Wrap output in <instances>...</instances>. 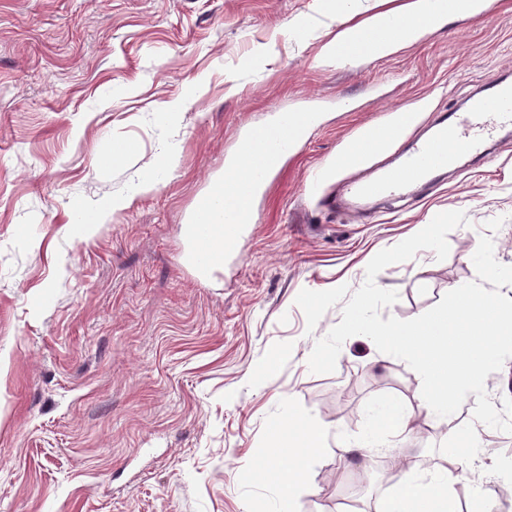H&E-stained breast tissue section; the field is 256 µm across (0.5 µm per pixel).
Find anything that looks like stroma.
Returning <instances> with one entry per match:
<instances>
[{
	"label": "stroma",
	"mask_w": 512,
	"mask_h": 512,
	"mask_svg": "<svg viewBox=\"0 0 512 512\" xmlns=\"http://www.w3.org/2000/svg\"><path fill=\"white\" fill-rule=\"evenodd\" d=\"M334 29L321 0H0V512H276L252 475L301 409L328 431L296 496L298 512H375L393 478L373 422L396 404L429 431L408 458L441 459L419 375L358 335L336 369L310 371L316 342L342 319L372 257L441 212L464 211L449 254L376 277L413 319L477 281L481 236L512 265V130L424 186L359 208L336 198L399 162L481 86L512 80V0L457 18L397 54L356 67L319 61ZM306 106L308 138L255 202L239 259L200 282L184 270L186 224L224 172V156L277 108ZM402 110L401 137L358 165L339 153ZM130 140L136 154L97 157ZM175 168H155L163 152ZM122 201L106 224L83 211ZM277 357L272 377L260 365ZM485 468L450 480L454 512L499 500L512 434L479 425ZM373 448L339 466L338 438Z\"/></svg>",
	"instance_id": "stroma-1"
}]
</instances>
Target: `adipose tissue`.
Returning <instances> with one entry per match:
<instances>
[{
	"mask_svg": "<svg viewBox=\"0 0 512 512\" xmlns=\"http://www.w3.org/2000/svg\"><path fill=\"white\" fill-rule=\"evenodd\" d=\"M336 3V31L322 47L319 57L339 67L393 55L403 46L423 40L452 16L448 0H407L400 12L377 11L360 21L354 18L351 0H336ZM396 15L411 22L403 37L380 40L367 55L338 53V46L356 43L363 32L382 27ZM411 422V414L397 406L383 412L378 419L381 436L391 442L388 466L399 474L397 491L391 499L381 501L380 512H451L448 482L454 472L476 471L480 437L473 430L458 434L456 451L448 457L446 466L441 467L427 482L419 484L406 476L407 457L397 443L399 436L408 434ZM326 435L325 428L314 425L301 410L294 409L288 413L281 442L272 448L256 449L255 458L265 462L257 476L261 481L279 488L280 512H295L293 504L299 476L311 455L323 447ZM285 455L292 459L291 466L286 470L280 466V459Z\"/></svg>",
	"mask_w": 512,
	"mask_h": 512,
	"instance_id": "adipose-tissue-1",
	"label": "adipose tissue"
}]
</instances>
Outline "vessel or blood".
Instances as JSON below:
<instances>
[{
  "label": "vessel or blood",
  "mask_w": 512,
  "mask_h": 512,
  "mask_svg": "<svg viewBox=\"0 0 512 512\" xmlns=\"http://www.w3.org/2000/svg\"><path fill=\"white\" fill-rule=\"evenodd\" d=\"M512 127V83L499 82L472 95L467 106L453 112L440 123L433 135L415 143L402 162L377 177L357 183L355 196L372 198L391 196L406 187L424 181L432 172L454 166L467 155L483 153L486 141L498 129ZM282 135L273 136L265 124L252 126L240 141L237 159L241 161L250 194H257L270 172L272 156L286 154L301 139V121L293 118L282 122ZM252 210L235 197L224 200V222L221 226L191 221L185 227L188 259L194 260L195 272L207 280L222 272L223 266L198 261L197 255L210 251L213 238H220L225 257L235 259L241 252V240L250 222Z\"/></svg>",
  "instance_id": "b4317fda"
}]
</instances>
